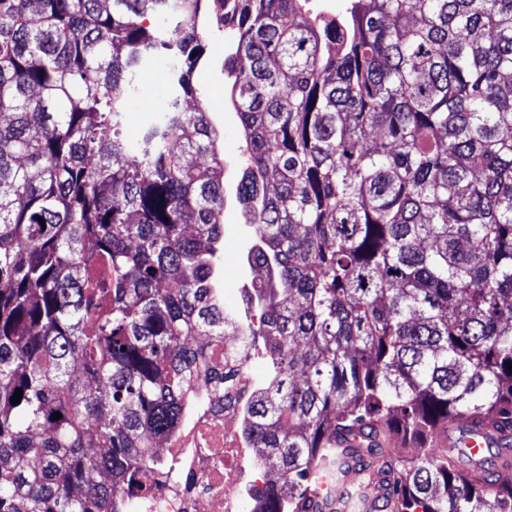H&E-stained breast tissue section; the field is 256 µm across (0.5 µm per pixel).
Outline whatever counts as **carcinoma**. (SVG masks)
Segmentation results:
<instances>
[{
    "label": "carcinoma",
    "instance_id": "cac0c4a2",
    "mask_svg": "<svg viewBox=\"0 0 512 512\" xmlns=\"http://www.w3.org/2000/svg\"><path fill=\"white\" fill-rule=\"evenodd\" d=\"M312 2L0 0V512H136L176 466L155 440L228 395L250 512H309L319 465L392 512H512V470L434 446L454 419L512 434V0ZM209 10L260 272L241 309L222 133L183 107ZM151 60L170 81L131 142L115 89ZM240 211L237 207L226 206L224 209V265L223 284L224 302L232 308L242 306L244 286H249L253 274L245 267L244 253L241 247L245 234Z\"/></svg>",
    "mask_w": 512,
    "mask_h": 512
}]
</instances>
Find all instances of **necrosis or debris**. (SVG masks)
<instances>
[{
    "mask_svg": "<svg viewBox=\"0 0 512 512\" xmlns=\"http://www.w3.org/2000/svg\"><path fill=\"white\" fill-rule=\"evenodd\" d=\"M161 453L176 459L180 470L158 475L151 512H249L243 474L256 488L264 486L261 470L240 447L235 406L221 401L187 423Z\"/></svg>",
    "mask_w": 512,
    "mask_h": 512,
    "instance_id": "necrosis-or-debris-1",
    "label": "necrosis or debris"
}]
</instances>
